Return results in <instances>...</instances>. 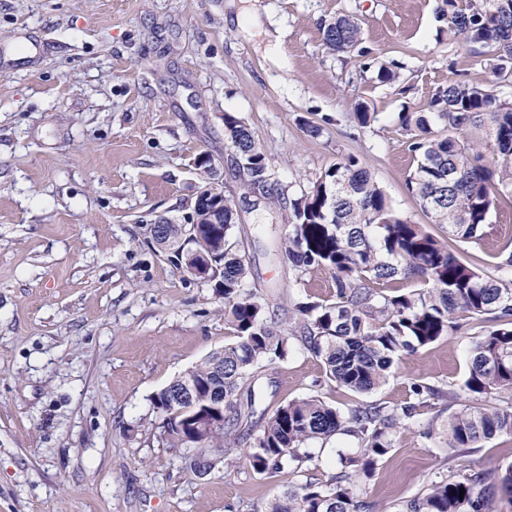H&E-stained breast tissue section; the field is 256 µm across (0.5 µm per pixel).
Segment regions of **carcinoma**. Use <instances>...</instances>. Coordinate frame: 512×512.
I'll list each match as a JSON object with an SVG mask.
<instances>
[{
    "label": "carcinoma",
    "instance_id": "obj_1",
    "mask_svg": "<svg viewBox=\"0 0 512 512\" xmlns=\"http://www.w3.org/2000/svg\"><path fill=\"white\" fill-rule=\"evenodd\" d=\"M438 18L446 23L448 40L486 62L495 80L439 86L425 110L398 113L415 163L406 189L429 218L427 225L396 212L371 170L353 155L307 189L286 191L247 125L224 113L241 198L258 194L288 211L281 255L294 270L293 287L323 268L336 294L291 304L294 322L286 328L268 320L267 303L244 287L246 239L237 228L232 196H224L222 224L210 223L209 208L197 203L192 218L199 223L162 225L163 234L152 235L153 241L172 251L177 267L224 298V322L234 336L152 397L169 447L229 453L239 432L252 430L258 376L285 360L294 343L321 362L329 381L363 394L386 382L402 354L459 329L462 315L488 323L471 349L462 390L481 397L512 394V279L488 275L481 255L465 258L459 251L460 244L477 245L488 236L497 197L512 193V100L496 89L497 81L512 76V0H442ZM321 27L325 49L344 63L373 71L380 83L400 81L397 63L380 61L363 45L356 16L339 15ZM352 119L368 128L377 113L358 102ZM456 399L451 386L416 380L402 401L362 402L345 413L315 395L279 405L253 434L248 461L254 472L317 469L309 445L336 435L352 438L358 454L340 459L341 470L325 483L289 487L264 512H368L354 492V477L372 475L397 435L426 410L437 414L424 435L445 442L457 458L497 436L512 437V406L447 411ZM502 494L512 497L511 463L494 481L484 470L458 479L441 473L398 512H495Z\"/></svg>",
    "mask_w": 512,
    "mask_h": 512
}]
</instances>
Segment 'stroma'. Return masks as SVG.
<instances>
[{"instance_id":"1","label":"stroma","mask_w":512,"mask_h":512,"mask_svg":"<svg viewBox=\"0 0 512 512\" xmlns=\"http://www.w3.org/2000/svg\"><path fill=\"white\" fill-rule=\"evenodd\" d=\"M259 5L257 24L238 25ZM441 0H0V512H257L287 485L327 481L339 435L314 442L318 470L254 473L249 445L207 472L187 452L158 440L151 398L233 337L224 300L185 275L149 235L159 222L186 223L206 185L237 184L224 116L241 118L274 176L291 191L309 187L348 155L364 161L393 208L427 218L407 193L412 159L397 115L422 109L456 80L491 81L449 42ZM354 14L400 85L375 81L328 53L321 22ZM279 38L269 57L270 35ZM378 120L359 129L356 102ZM320 126L309 135L305 121ZM208 158L210 167L199 166ZM251 274L268 315L288 320V303L333 295L328 270L303 287L279 256L285 211L240 201ZM493 231L478 247L488 264L512 246V197L497 199ZM483 333L468 320L457 333L403 354L375 400L398 401L414 380L461 390L470 351ZM320 362L294 348L266 367L252 418L262 427L288 400L316 395L339 410L359 394L322 379ZM430 420L396 438L355 492L372 512H396L437 472L490 473L512 463L502 436L467 457L422 437Z\"/></svg>"}]
</instances>
